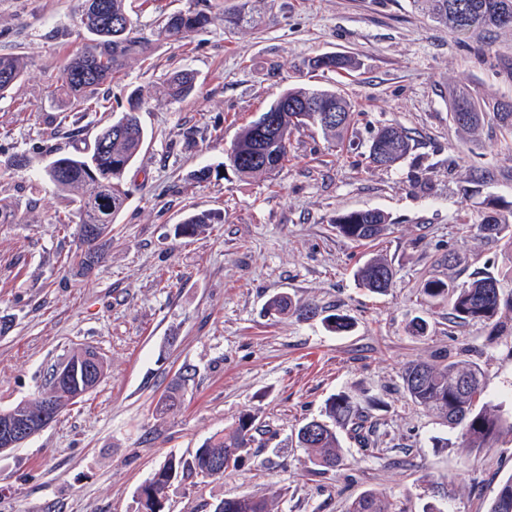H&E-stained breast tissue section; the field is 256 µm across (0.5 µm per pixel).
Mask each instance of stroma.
I'll list each match as a JSON object with an SVG mask.
<instances>
[{"label": "stroma", "instance_id": "obj_1", "mask_svg": "<svg viewBox=\"0 0 512 512\" xmlns=\"http://www.w3.org/2000/svg\"><path fill=\"white\" fill-rule=\"evenodd\" d=\"M239 2L210 0L205 29L156 44L152 64L129 61L120 82L97 91L105 110L81 116L54 92L87 43L78 0H0V53L29 59L25 81L0 99V160H29L0 175V197L20 216L0 224V410L37 396L80 348L107 365L82 402L0 454V512H136L138 487L168 457L194 453L246 412L257 427L249 456L205 489L175 481L169 512H213L241 493L268 498L272 512H347L368 490L402 512H486L512 476V434L463 447L459 430L411 402L402 372L464 352L512 418V308L500 329L460 326L421 295L429 278L460 286L512 266V244L479 227L488 201L512 210V147L493 118L474 132L448 119L461 88L490 105L512 100V30L453 35L410 0H253L260 22L231 31L224 14ZM326 53L358 66L345 78L307 68ZM174 67L195 75L179 101L163 96ZM295 87H332L352 103L346 147L302 129L274 177L240 179L226 164L239 128ZM135 89L147 144L126 175L112 244L83 277L78 238L54 220L65 202L49 184L29 202L24 187L56 155L91 144ZM388 124L414 148L391 167L368 165L371 138ZM366 209L388 214L382 239L337 233L336 214ZM202 213L213 217L205 233H176ZM376 254L394 271L382 294L354 276ZM277 294L317 316L267 313ZM330 313L347 315L351 330H328ZM416 317L424 336L409 332ZM181 374V408L156 417ZM340 392L383 401L379 451L368 456L340 430L343 469L315 473L293 437Z\"/></svg>", "mask_w": 512, "mask_h": 512}]
</instances>
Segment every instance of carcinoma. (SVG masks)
<instances>
[{
    "mask_svg": "<svg viewBox=\"0 0 512 512\" xmlns=\"http://www.w3.org/2000/svg\"><path fill=\"white\" fill-rule=\"evenodd\" d=\"M417 9L425 10L436 22L452 33H466L474 29L512 28V0H412ZM80 21L90 35V44L74 54L64 73L58 91L69 101L75 112H96L100 108L94 92L99 86L111 83L124 74L128 59H149L151 43L141 35L132 17L128 0H81ZM210 22L203 10L189 8L156 20V40L182 39ZM354 60L345 54H322L308 61L313 70L337 74L351 71ZM27 75V61L18 54H0V97H6ZM194 88V78L186 70L172 71L166 80V94L171 100L186 97ZM142 97L130 95L129 109L106 125L96 135L92 145L73 154H62L53 160L55 167L43 168L39 176L28 181L27 191L34 195L42 184L51 183L69 204L73 205L78 223L75 231L85 246L79 254L81 273L86 275L92 265L98 264L105 248L112 240V224L123 210L128 198L126 174L142 152L147 134L138 111ZM486 105L480 104L465 92L457 94L448 113L450 122L462 130H474L485 119ZM492 111L498 125L512 134V109L497 102ZM331 112L339 119L326 122L322 115ZM276 115L278 122L270 135L258 132V120L241 127L227 154L235 172L242 178L270 177L281 169L289 156L293 132L307 126L319 128L325 135L340 142L350 125L351 103L332 89L292 88L283 92L265 111ZM413 149L411 138L396 126H384L377 131L369 145L368 158L375 166L405 158ZM110 216L109 225L94 238L83 233L87 224L100 223V215ZM18 208L12 201L0 198V224H16ZM207 216L191 215L178 225V232L192 237L210 223ZM336 231L355 242H372L382 235L388 217L379 210H353L334 217ZM512 226L509 217L488 204L481 219V229L489 236L498 237ZM356 276L359 284L373 293L391 287L393 271L389 263L373 257L361 265ZM500 279L491 272L476 274L464 287L441 279H428L421 288L425 300L448 302V315L453 323L467 325L485 323L497 325L502 308L512 303L502 299ZM267 311L282 314L292 310L308 315L317 308L293 307L286 296H273L266 303ZM326 327L337 333L350 331L345 315L330 314L323 318ZM403 389L410 400L422 409L435 414L460 431L466 448H492L503 428L512 431L507 423L485 402L486 394L479 367L466 359L446 357L430 364H409L403 373ZM181 376L172 381L167 395L161 397L156 412L165 414L179 402ZM325 415L328 421L311 420L297 432V445L307 451L313 470L324 473L342 463L341 445L336 424L348 425L353 437L366 449L375 446L370 439L377 423L353 398L338 393L327 401ZM255 430V417L244 414L229 429L209 437L200 448L188 456H170L151 478V493L137 498V512H165L161 503L169 501L170 485L159 478L166 471L175 477L206 479L214 462L220 461L223 472L234 471L249 454ZM213 512H269L267 499L242 493L218 502ZM348 512H396L388 498L376 491H366L355 498ZM487 512H512V476L502 481L492 498Z\"/></svg>",
    "mask_w": 512,
    "mask_h": 512,
    "instance_id": "carcinoma-1",
    "label": "carcinoma"
}]
</instances>
